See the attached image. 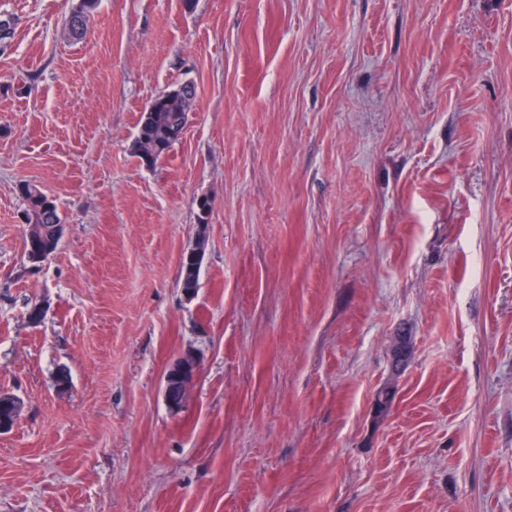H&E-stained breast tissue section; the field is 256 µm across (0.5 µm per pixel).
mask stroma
<instances>
[{
  "mask_svg": "<svg viewBox=\"0 0 512 512\" xmlns=\"http://www.w3.org/2000/svg\"><path fill=\"white\" fill-rule=\"evenodd\" d=\"M76 2L0 0V512H512V0ZM97 0H81L69 20V32L76 37H82L87 31V21L96 7ZM194 97L195 87L186 83L154 98L141 118L138 135L133 143L134 154L147 165L154 164L166 156L184 130L172 133L177 138L171 136L170 132L173 127L186 124ZM147 145L160 146L156 154L149 159L143 155V149ZM19 193L25 204L24 218L26 224H40V237L45 240L47 253L35 252L29 248L25 241V250L28 259L39 266L49 255L54 253L60 244L61 239L55 236L53 226L58 224V232L63 234L62 219L55 200L43 192L35 183L24 181L19 184ZM199 367V358L192 350L185 351L168 367L164 377V399L169 408L176 409L177 402L181 398L185 400ZM0 400L3 404L13 407L11 419L10 410L3 406L2 403H0V421L11 420L1 424L0 432L2 433L12 430L14 426L19 422L24 411V401L16 394L4 392L0 393Z\"/></svg>",
  "mask_w": 512,
  "mask_h": 512,
  "instance_id": "stroma-1",
  "label": "stroma"
}]
</instances>
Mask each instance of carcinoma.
Instances as JSON below:
<instances>
[{
    "instance_id": "1",
    "label": "carcinoma",
    "mask_w": 512,
    "mask_h": 512,
    "mask_svg": "<svg viewBox=\"0 0 512 512\" xmlns=\"http://www.w3.org/2000/svg\"><path fill=\"white\" fill-rule=\"evenodd\" d=\"M96 3L97 0H80L69 22L72 35H85L89 14L94 11ZM194 97L195 87L186 83L154 98L141 118L138 135L133 143L134 154L148 165L167 155L177 142V138L171 136L170 132L172 128L186 124ZM19 193L25 204L26 223L40 225V236L46 243L45 253L29 251L28 259L38 265L58 249L60 239L55 236L53 226L62 223V219L55 200L36 184L28 181L20 183ZM199 271L200 264L181 259L180 287L185 291H196Z\"/></svg>"
}]
</instances>
